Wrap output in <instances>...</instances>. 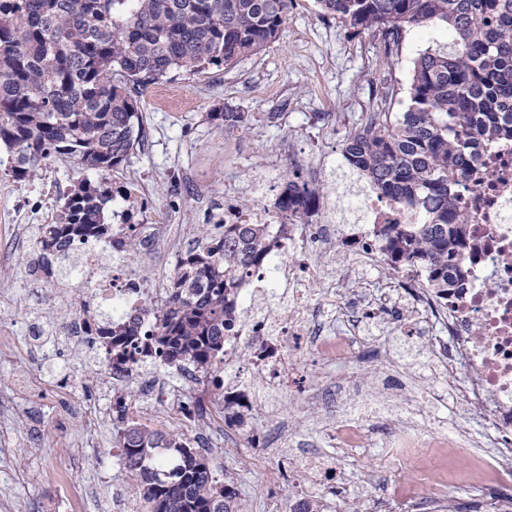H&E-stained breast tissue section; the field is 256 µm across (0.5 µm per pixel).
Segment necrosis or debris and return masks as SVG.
Segmentation results:
<instances>
[{
	"label": "necrosis or debris",
	"instance_id": "4bbe7bcc",
	"mask_svg": "<svg viewBox=\"0 0 512 512\" xmlns=\"http://www.w3.org/2000/svg\"><path fill=\"white\" fill-rule=\"evenodd\" d=\"M248 188L253 205L239 202L241 188ZM244 187L224 191V210L218 224H267L274 244L260 269L254 270L239 290L237 332L224 341V397L203 392L202 377L192 369L182 371L179 382L161 397L183 434L198 438L202 420H213L229 407L252 409L249 385H283L289 340L315 337L314 350L324 361H349L358 357L369 337L345 329L322 332L312 324L309 311L341 304L348 320L361 324L387 322L409 335L421 336L432 357L449 379L462 383L467 412L486 430L487 452L478 469L458 476L456 483L437 478L426 494L394 485L384 501H349L338 491L336 460L311 462L293 458L287 469L271 468L267 480L288 488L286 508L296 512H512V504L500 502L498 485L512 482V138L478 140L463 181L456 186L458 208L464 220L459 227L462 246L452 273L459 287H432L423 268L405 265L395 281L384 285L378 277L363 279L355 304L341 301L342 283L323 281L317 296L294 291L288 307L274 317L260 307V300L275 295L279 277L288 274L295 283H306L317 259L311 246L322 252H342L350 271L368 266L384 268V244L376 230L381 224H413L418 215L403 205L374 194L358 203L357 223L341 227L329 200H319L307 210L280 209L268 205L269 196L281 193L272 170L251 172ZM124 223L114 225L116 237L134 234L146 255L163 249L164 242L153 224L137 223L144 212L146 188L141 180L126 182L118 192ZM79 280L92 289L80 313L63 322L61 330L80 341L90 334L88 314L112 319L138 306L143 296L164 298L165 289L143 275L130 273L124 258L109 252L103 241L76 244ZM197 389L194 407H187L182 391Z\"/></svg>",
	"mask_w": 512,
	"mask_h": 512
}]
</instances>
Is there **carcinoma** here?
Masks as SVG:
<instances>
[{
	"label": "carcinoma",
	"instance_id": "obj_1",
	"mask_svg": "<svg viewBox=\"0 0 512 512\" xmlns=\"http://www.w3.org/2000/svg\"><path fill=\"white\" fill-rule=\"evenodd\" d=\"M321 16L400 40L411 28H443L449 44L413 62L406 109L371 112L344 141L343 157L371 190L420 208V224H380L387 266H421L435 288L451 279L461 246L453 184L475 137L512 136V0H316ZM294 0H0V150L19 181L57 155L88 170L128 162L143 138L134 93L174 71L202 74L258 53L285 26ZM224 129L244 123L226 106L210 113ZM288 208L320 188L288 173ZM112 190L86 178L66 196L59 222L38 228L40 261L69 268L71 239L112 242L104 207ZM273 245L265 224L207 230L180 258L167 298L112 320L103 346L115 359L141 344L144 362L188 363L210 379L224 362L239 285ZM155 321L141 336L142 315ZM126 472L146 512H237L208 456L181 438L128 422L118 432Z\"/></svg>",
	"mask_w": 512,
	"mask_h": 512
}]
</instances>
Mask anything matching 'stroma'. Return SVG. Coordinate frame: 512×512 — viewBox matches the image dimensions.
<instances>
[{"mask_svg":"<svg viewBox=\"0 0 512 512\" xmlns=\"http://www.w3.org/2000/svg\"><path fill=\"white\" fill-rule=\"evenodd\" d=\"M447 41L445 30L413 29L388 53L376 30L353 31L320 18L316 0H295L279 38L258 54L202 75L174 73L161 83L163 100L141 94L144 141L129 162L95 172L56 156L25 182L0 168V213L15 218L12 243L0 242V318L8 321L11 340L27 347L20 357L0 347V448L8 451L0 457V512H46L63 475L81 486L78 512H117L124 489L137 485L107 453L120 424L90 350L61 338L32 343L46 321L71 317L86 289L70 277L50 287L41 280L36 249L23 255L16 250L15 240L33 239L40 222L28 207L29 195L44 191L48 208L57 213L82 179L115 189L129 179L142 180L145 220L170 225L173 238L155 258L135 249L125 263L166 283L174 276V254L194 247L209 226L205 203L220 206L225 182L274 167L281 155H292L295 171L322 185L336 204L337 222L353 219L347 203L357 187L341 163L345 137L367 113L404 111L414 59ZM225 105L244 113V128L228 133L210 119V112ZM325 156L331 165L316 169ZM368 332L374 348L358 362L326 365L298 349L288 359L296 374L291 386L256 387V406L241 431L264 435L272 455L243 441L229 445L222 429L207 430L211 466L233 489L242 512H280L288 490L267 483L265 471L299 455L318 460L337 453L354 502L377 497L395 480H418L417 460L407 461L401 475L391 469L388 454L400 432L441 430L453 438L463 428L471 445L459 450L456 467L466 469L481 456V423L449 396L450 383L427 358L422 340L390 327L372 326ZM20 366L54 382L67 375L90 402L105 407V414L82 422L65 403L39 393L17 403L10 382ZM331 395L337 418L367 414L366 447L334 451L321 408Z\"/></svg>","mask_w":512,"mask_h":512,"instance_id":"stroma-1","label":"stroma"}]
</instances>
